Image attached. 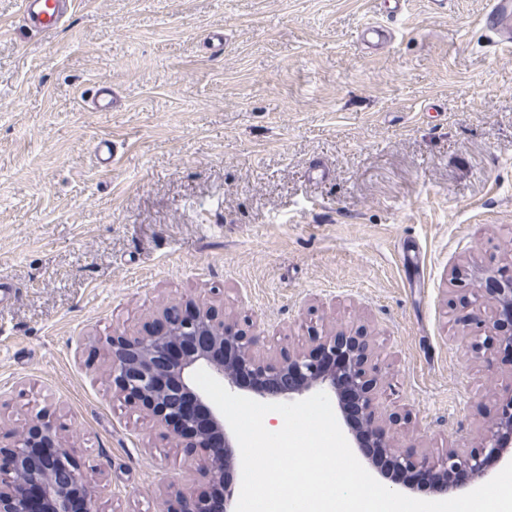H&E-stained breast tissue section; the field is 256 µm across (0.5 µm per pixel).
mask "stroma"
Wrapping results in <instances>:
<instances>
[{"label":"stroma","instance_id":"1","mask_svg":"<svg viewBox=\"0 0 512 512\" xmlns=\"http://www.w3.org/2000/svg\"><path fill=\"white\" fill-rule=\"evenodd\" d=\"M487 8L74 0L48 35L0 0V445L63 423L94 512H157L188 456L114 397L106 339L201 296L275 353L363 330L418 449L476 446L512 384V354L467 359L450 281L512 260V49ZM370 21L391 39L365 45Z\"/></svg>","mask_w":512,"mask_h":512}]
</instances>
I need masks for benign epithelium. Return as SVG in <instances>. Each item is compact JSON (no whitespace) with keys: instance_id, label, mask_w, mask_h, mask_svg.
I'll return each instance as SVG.
<instances>
[{"instance_id":"benign-epithelium-1","label":"benign epithelium","mask_w":512,"mask_h":512,"mask_svg":"<svg viewBox=\"0 0 512 512\" xmlns=\"http://www.w3.org/2000/svg\"><path fill=\"white\" fill-rule=\"evenodd\" d=\"M479 281L459 288L466 306H491L485 318L468 314L473 333L465 349L475 362H492L499 350L512 349V322L500 311L512 309V275L491 267L477 268ZM263 332L248 321L239 324L220 315L204 298L160 305L141 332L115 331L106 339L113 391L129 406L143 411L173 448L192 455L206 451L198 475L187 479L175 499L162 503V512H211L210 494L224 486V512H235L237 496L224 471L235 464L232 430L220 410L196 385L193 374L204 369L224 382L231 393L290 402L324 392L341 402L348 385L359 401L366 435L376 440L401 472L424 469L443 472L448 484L435 492L453 494L490 477L485 458L512 462V413L495 418L472 448H448L439 455L396 443L399 419L382 417L380 391L387 371L374 359L368 337L311 329L305 346L271 355L264 350ZM346 344L350 360L339 373H327L320 356ZM65 427L39 419L13 430L14 441L0 448V512H91L88 474L77 465L61 432Z\"/></svg>"}]
</instances>
